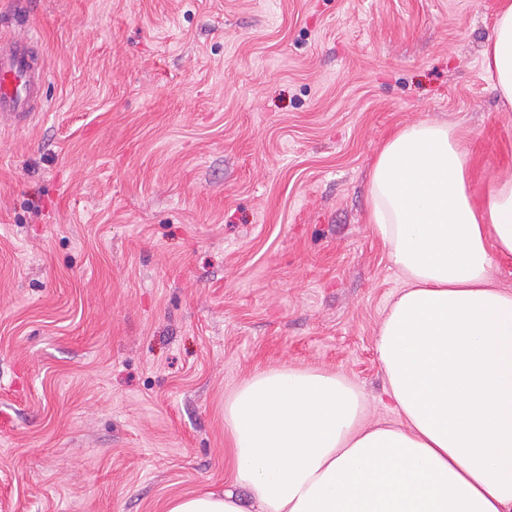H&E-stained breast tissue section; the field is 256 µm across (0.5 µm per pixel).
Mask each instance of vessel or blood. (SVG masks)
<instances>
[{"label":"vessel or blood","instance_id":"obj_1","mask_svg":"<svg viewBox=\"0 0 512 512\" xmlns=\"http://www.w3.org/2000/svg\"><path fill=\"white\" fill-rule=\"evenodd\" d=\"M28 4L16 0L7 21L15 26L11 37L0 38V124L18 125L39 107L46 63L37 49L39 37L26 28Z\"/></svg>","mask_w":512,"mask_h":512}]
</instances>
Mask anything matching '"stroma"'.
<instances>
[{
    "mask_svg": "<svg viewBox=\"0 0 512 512\" xmlns=\"http://www.w3.org/2000/svg\"><path fill=\"white\" fill-rule=\"evenodd\" d=\"M500 2L37 0L41 111L0 125V512L232 488L224 400L268 367L342 374L393 419L368 171L434 120L473 193L504 174ZM493 90L503 105L512 107V2L503 0L482 52Z\"/></svg>",
    "mask_w": 512,
    "mask_h": 512,
    "instance_id": "1",
    "label": "stroma"
}]
</instances>
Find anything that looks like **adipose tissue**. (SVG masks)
I'll return each mask as SVG.
<instances>
[{
	"mask_svg": "<svg viewBox=\"0 0 512 512\" xmlns=\"http://www.w3.org/2000/svg\"><path fill=\"white\" fill-rule=\"evenodd\" d=\"M512 107V0L483 52ZM455 128L397 129L369 172V222L401 287L375 348L396 415L367 423L361 393L310 368L256 371L224 403L234 481L260 512H512V176L481 199ZM168 512H245L233 492Z\"/></svg>",
	"mask_w": 512,
	"mask_h": 512,
	"instance_id": "adipose-tissue-1",
	"label": "adipose tissue"
}]
</instances>
